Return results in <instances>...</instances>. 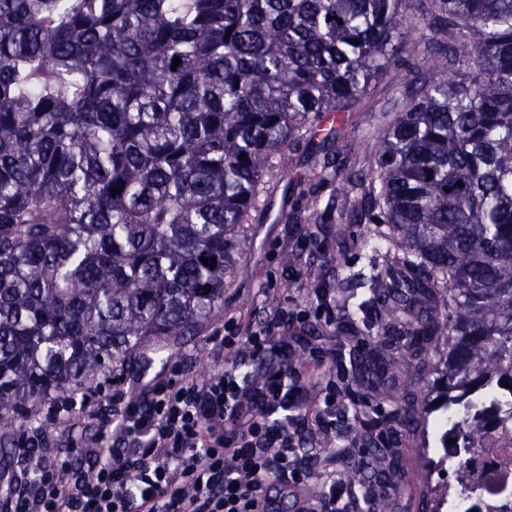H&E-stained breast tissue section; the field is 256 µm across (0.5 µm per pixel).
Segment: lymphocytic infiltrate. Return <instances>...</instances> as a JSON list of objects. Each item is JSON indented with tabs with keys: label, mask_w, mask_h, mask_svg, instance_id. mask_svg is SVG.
<instances>
[{
	"label": "lymphocytic infiltrate",
	"mask_w": 512,
	"mask_h": 512,
	"mask_svg": "<svg viewBox=\"0 0 512 512\" xmlns=\"http://www.w3.org/2000/svg\"><path fill=\"white\" fill-rule=\"evenodd\" d=\"M329 291L310 288L301 311L273 304L260 317L229 316L210 337L205 377L174 362L134 396L113 389L116 368L79 395L48 407L54 428L24 434L13 460L0 466V512H277L275 493L289 492L298 512H335L347 488L337 486L336 394L323 386L324 358L312 353L298 370L288 330L305 309L329 311ZM317 440L329 469L314 472L299 449ZM320 479V498L306 488Z\"/></svg>",
	"instance_id": "lymphocytic-infiltrate-1"
}]
</instances>
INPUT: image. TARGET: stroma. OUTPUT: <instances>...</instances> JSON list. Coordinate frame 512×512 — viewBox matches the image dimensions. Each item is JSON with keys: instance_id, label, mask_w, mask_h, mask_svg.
Masks as SVG:
<instances>
[{"instance_id": "obj_1", "label": "stroma", "mask_w": 512, "mask_h": 512, "mask_svg": "<svg viewBox=\"0 0 512 512\" xmlns=\"http://www.w3.org/2000/svg\"><path fill=\"white\" fill-rule=\"evenodd\" d=\"M309 154L284 152L279 170L273 179V189L261 195L246 226V243L238 259L235 276L224 286V304L214 309L204 321L197 336L174 347V358H187L192 373L204 374L209 366L208 343L214 331L224 326L229 313L260 315L264 306L301 303L303 290L309 287V268L327 273L336 269L356 274L366 271L372 257L368 241L374 240L379 227L375 224H354L344 241H336L327 225L294 223L288 216L300 187L298 179L310 172ZM296 258L295 267H288L284 256ZM359 283L337 291L335 296V324H326L323 318L310 316L305 324L292 329L293 346L320 351L325 366L336 381V444L351 450L352 461L367 463L366 477L375 480L377 472L371 469L378 449L393 448L399 458L391 480L397 488L391 502V512H423L426 486H447L441 470L427 464L428 457L437 456L431 442L436 438L434 426L425 432H411L390 420L394 409L384 395L370 396L358 381V366L343 353L344 345H352L358 354H366L372 347L364 336L346 337L341 326L350 318L349 306L353 295L359 293Z\"/></svg>"}]
</instances>
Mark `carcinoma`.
Instances as JSON below:
<instances>
[{"label":"carcinoma","mask_w":512,"mask_h":512,"mask_svg":"<svg viewBox=\"0 0 512 512\" xmlns=\"http://www.w3.org/2000/svg\"><path fill=\"white\" fill-rule=\"evenodd\" d=\"M399 68L357 169L342 127ZM286 149L313 155L294 212L334 181L336 237L387 225L347 328L401 350L373 391L438 358L398 423L512 390V0H0V454L49 394L197 334Z\"/></svg>","instance_id":"1"}]
</instances>
